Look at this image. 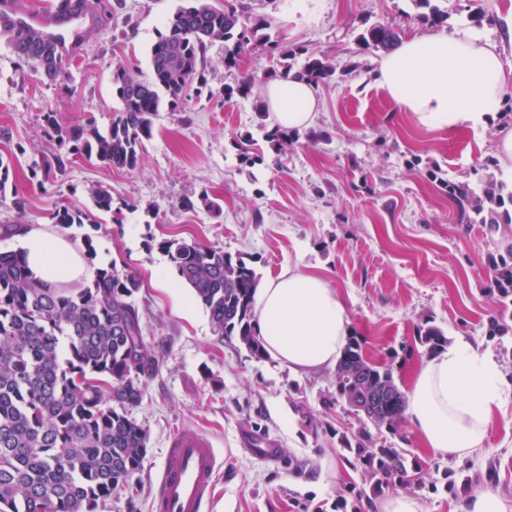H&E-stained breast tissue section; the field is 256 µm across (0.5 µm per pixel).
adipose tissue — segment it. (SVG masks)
Masks as SVG:
<instances>
[{"mask_svg": "<svg viewBox=\"0 0 512 512\" xmlns=\"http://www.w3.org/2000/svg\"><path fill=\"white\" fill-rule=\"evenodd\" d=\"M505 80L491 31L470 28L404 40L376 71L378 87L427 129L486 127L500 109ZM265 96L280 127L312 123L317 99L307 83L273 82ZM17 241L33 277L49 286L89 274L72 244L43 225H27ZM255 303L266 351L291 371L318 370L339 358L349 335L347 308L319 274L286 269L260 288ZM503 385L495 355L458 337L418 368L408 394V420L434 453L472 457L483 450Z\"/></svg>", "mask_w": 512, "mask_h": 512, "instance_id": "1", "label": "adipose tissue"}]
</instances>
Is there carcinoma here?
Wrapping results in <instances>:
<instances>
[{
    "mask_svg": "<svg viewBox=\"0 0 512 512\" xmlns=\"http://www.w3.org/2000/svg\"><path fill=\"white\" fill-rule=\"evenodd\" d=\"M245 5L224 0L217 8L203 0H185L169 18L151 48V76L140 80L120 64L112 71V88L121 103L106 130H62L53 113L47 126L69 152L116 169L141 164L144 140L152 136V116L174 111L194 83L204 84L206 52L224 44V67L235 69L248 48L268 47L278 68L266 78L326 83L336 69L307 55L302 45L271 38L273 21L256 16L243 21ZM14 54L38 66L55 57V44L44 32L0 22ZM398 33L381 25L357 37L362 50L389 51ZM306 56L302 68L293 62ZM254 77L245 74L224 96L251 94ZM461 210H480L489 233L512 222V190L489 182L479 202L458 197ZM88 215L64 205L53 215L64 229L82 225ZM178 277L193 289L209 314L215 335L235 339L256 358L266 355L254 324V297L259 275L239 256L195 240L159 243ZM502 311L490 320L488 333L512 332V244L492 257ZM140 280L110 263L92 281L76 288L51 287L32 277L17 250L0 251V512H96L99 504L129 485L147 455L148 430L130 415L143 399L142 378L154 373L158 359L146 340L131 298ZM398 388L390 368L363 358L358 342L343 350L336 364L338 396L352 403L359 384ZM377 416L360 419L358 447L370 440L367 424L396 429L405 418L404 393Z\"/></svg>",
    "mask_w": 512,
    "mask_h": 512,
    "instance_id": "1",
    "label": "carcinoma"
}]
</instances>
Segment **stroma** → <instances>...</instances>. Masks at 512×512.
I'll list each match as a JSON object with an SVG mask.
<instances>
[{"label":"stroma","instance_id":"1","mask_svg":"<svg viewBox=\"0 0 512 512\" xmlns=\"http://www.w3.org/2000/svg\"><path fill=\"white\" fill-rule=\"evenodd\" d=\"M183 2L102 0L85 15L83 38L54 80L33 74L0 36V156L13 161L9 188L0 192V224L20 215L48 225L62 204L83 209L88 221L65 236L78 248L91 237L89 269L113 261L138 273L133 301L159 361L142 404L131 410L149 433L146 458L130 480L135 494L112 497L97 512H151L167 440L182 427L209 432L224 457L211 512H302L308 501L333 503L347 485L365 481L353 456L339 452L360 423L336 397L335 367L297 375L215 336L208 312L158 247L183 238L243 257L264 283L290 266L318 272L345 301L350 336L364 358L392 366L402 391L430 356L419 339L426 327L492 350L509 393L482 453L461 463L436 455L406 422L394 431L372 430L371 448L417 459L423 469L416 483L362 502L360 510L384 512L386 500L405 494L422 512H465V498L428 491L442 484L446 470L467 478L469 493L492 488L512 507V333H488L500 309L488 255L512 243V228L492 236L484 225L467 223L447 188L429 175L440 167L444 178L477 192L490 180L512 182L496 152L500 129L512 119L497 117L478 132L420 127L376 85L380 52L356 44L372 24L392 26L403 40L431 33L433 25L420 16L434 5L448 13L446 31H497L512 75V0H303L298 10L292 0H243L250 15L272 18L274 39L302 43L336 68L316 90L314 121L298 128L287 153L276 154L264 136L272 118L254 110L273 57L257 46L230 71L217 42L206 53L202 91H188L179 110L153 117L139 168L68 154L44 113H55L65 129L106 128L120 108L114 67L123 63L149 77L151 47ZM245 73L255 78L250 97L225 98V86ZM245 152L255 164L243 163ZM56 156L62 169L33 176V163ZM99 188L111 190V212L96 207ZM203 193L219 200L221 215L198 205ZM187 199L194 208L184 207ZM247 433L274 441L279 461L246 449Z\"/></svg>","mask_w":512,"mask_h":512}]
</instances>
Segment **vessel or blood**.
<instances>
[{
  "instance_id": "obj_1",
  "label": "vessel or blood",
  "mask_w": 512,
  "mask_h": 512,
  "mask_svg": "<svg viewBox=\"0 0 512 512\" xmlns=\"http://www.w3.org/2000/svg\"><path fill=\"white\" fill-rule=\"evenodd\" d=\"M222 466L210 434L190 427L178 430L157 477L154 512H209Z\"/></svg>"
}]
</instances>
